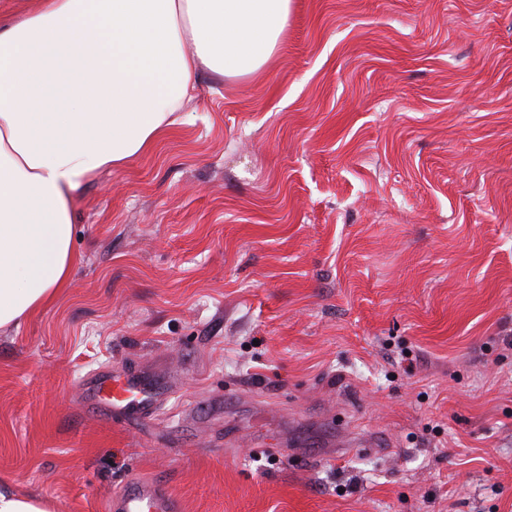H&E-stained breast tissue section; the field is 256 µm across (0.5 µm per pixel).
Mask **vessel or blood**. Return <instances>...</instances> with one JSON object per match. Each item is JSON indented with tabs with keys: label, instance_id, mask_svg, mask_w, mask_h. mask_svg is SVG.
Wrapping results in <instances>:
<instances>
[{
	"label": "vessel or blood",
	"instance_id": "1",
	"mask_svg": "<svg viewBox=\"0 0 512 512\" xmlns=\"http://www.w3.org/2000/svg\"><path fill=\"white\" fill-rule=\"evenodd\" d=\"M166 391L164 381L155 374L103 372L85 385L88 405L103 415L124 420H147L156 412ZM108 512H181L179 499L156 482H139L113 494Z\"/></svg>",
	"mask_w": 512,
	"mask_h": 512
}]
</instances>
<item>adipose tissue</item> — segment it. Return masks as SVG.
Returning <instances> with one entry per match:
<instances>
[{
    "label": "adipose tissue",
    "mask_w": 512,
    "mask_h": 512,
    "mask_svg": "<svg viewBox=\"0 0 512 512\" xmlns=\"http://www.w3.org/2000/svg\"><path fill=\"white\" fill-rule=\"evenodd\" d=\"M292 0H37L0 12V329L58 299L80 189L179 124L195 78L266 70Z\"/></svg>",
    "instance_id": "obj_1"
}]
</instances>
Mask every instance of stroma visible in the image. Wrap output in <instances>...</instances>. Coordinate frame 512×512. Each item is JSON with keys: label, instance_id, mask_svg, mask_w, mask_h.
<instances>
[{"label": "stroma", "instance_id": "35a3bbf8", "mask_svg": "<svg viewBox=\"0 0 512 512\" xmlns=\"http://www.w3.org/2000/svg\"><path fill=\"white\" fill-rule=\"evenodd\" d=\"M80 190L63 295L0 330V482L99 512H512V0H294ZM165 373L148 421L100 370ZM165 391V382L152 373L103 372L85 384L84 398L112 419L147 420L156 412ZM108 512H181L179 499L156 482H138L113 494Z\"/></svg>", "mask_w": 512, "mask_h": 512}]
</instances>
